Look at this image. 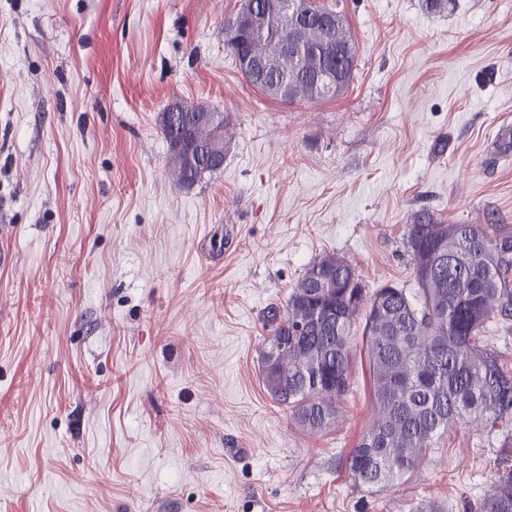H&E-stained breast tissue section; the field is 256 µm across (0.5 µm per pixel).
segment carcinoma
Segmentation results:
<instances>
[{
  "label": "carcinoma",
  "instance_id": "obj_1",
  "mask_svg": "<svg viewBox=\"0 0 512 512\" xmlns=\"http://www.w3.org/2000/svg\"><path fill=\"white\" fill-rule=\"evenodd\" d=\"M322 18L293 32L281 19L275 36L248 41L254 58L282 53L291 91L284 101L344 94L356 62V46L344 16L323 4ZM298 43V57L288 49ZM264 96L278 77L244 74ZM184 123L160 119L172 172L192 186L217 169L211 148H230L224 112L202 103L171 104ZM417 288H365L354 269L335 253L308 266L285 308L263 316L270 336L260 354L268 394L291 411L304 431L318 432L336 419L348 392L350 344L362 321L375 417L349 457L359 487H397L453 426L469 421L492 427L512 423V370L484 342L495 317L512 318V230L490 224H442L427 211L407 225ZM478 512H512V469L498 475Z\"/></svg>",
  "mask_w": 512,
  "mask_h": 512
}]
</instances>
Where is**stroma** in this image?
Masks as SVG:
<instances>
[{
	"label": "stroma",
	"instance_id": "1",
	"mask_svg": "<svg viewBox=\"0 0 512 512\" xmlns=\"http://www.w3.org/2000/svg\"><path fill=\"white\" fill-rule=\"evenodd\" d=\"M323 2L351 28L350 86L287 104L224 46L241 0H0V512H477L488 428L361 488V337L316 434L259 355L316 257L411 290L417 212L512 228V0ZM176 101L231 119L190 187L159 129Z\"/></svg>",
	"mask_w": 512,
	"mask_h": 512
}]
</instances>
